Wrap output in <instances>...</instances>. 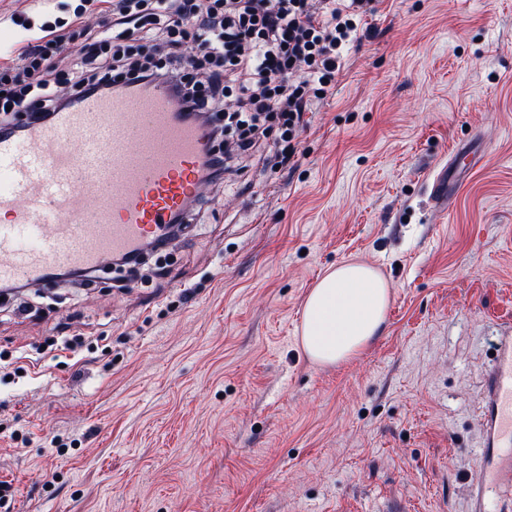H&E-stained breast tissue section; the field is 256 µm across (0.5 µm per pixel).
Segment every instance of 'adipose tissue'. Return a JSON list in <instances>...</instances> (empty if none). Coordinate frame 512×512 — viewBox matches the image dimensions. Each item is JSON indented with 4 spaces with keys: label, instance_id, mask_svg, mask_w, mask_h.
Here are the masks:
<instances>
[{
    "label": "adipose tissue",
    "instance_id": "obj_1",
    "mask_svg": "<svg viewBox=\"0 0 512 512\" xmlns=\"http://www.w3.org/2000/svg\"><path fill=\"white\" fill-rule=\"evenodd\" d=\"M389 304L388 284L374 268L357 262L336 265L304 304L303 351L320 365L348 360L379 336Z\"/></svg>",
    "mask_w": 512,
    "mask_h": 512
}]
</instances>
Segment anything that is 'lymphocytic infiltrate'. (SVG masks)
Instances as JSON below:
<instances>
[{"label": "lymphocytic infiltrate", "instance_id": "lymphocytic-infiltrate-1", "mask_svg": "<svg viewBox=\"0 0 512 512\" xmlns=\"http://www.w3.org/2000/svg\"><path fill=\"white\" fill-rule=\"evenodd\" d=\"M362 0H109L101 30L85 34L74 96L109 95L131 87L168 90L181 119L225 148L212 151L208 175L220 183L231 164L250 153L275 122L274 153L288 164L315 102L336 86L342 58L358 40ZM194 33L197 73L187 72L179 48ZM163 50L149 56L144 41ZM67 44L56 29L30 39L19 55L31 79L11 85L0 76V114L29 112L36 123L64 110L36 74L64 62Z\"/></svg>", "mask_w": 512, "mask_h": 512}]
</instances>
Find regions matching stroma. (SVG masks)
<instances>
[{"label": "stroma", "instance_id": "stroma-1", "mask_svg": "<svg viewBox=\"0 0 512 512\" xmlns=\"http://www.w3.org/2000/svg\"><path fill=\"white\" fill-rule=\"evenodd\" d=\"M370 7L293 168L260 145L137 272L0 301V512H471L512 322V0ZM108 9L0 0V73L49 26L76 66ZM463 145L477 164L446 212L429 184ZM347 261L386 280L387 320L319 365L304 302ZM59 325L79 356L49 349Z\"/></svg>", "mask_w": 512, "mask_h": 512}]
</instances>
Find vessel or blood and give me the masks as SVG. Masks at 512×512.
<instances>
[{"mask_svg": "<svg viewBox=\"0 0 512 512\" xmlns=\"http://www.w3.org/2000/svg\"><path fill=\"white\" fill-rule=\"evenodd\" d=\"M211 146L179 120L167 94L83 96L52 123L0 138V282H45L59 268L94 269L162 237L208 189ZM473 165L459 152L432 194L453 204ZM512 487V324L486 374L472 512Z\"/></svg>", "mask_w": 512, "mask_h": 512, "instance_id": "obj_1", "label": "vessel or blood"}]
</instances>
